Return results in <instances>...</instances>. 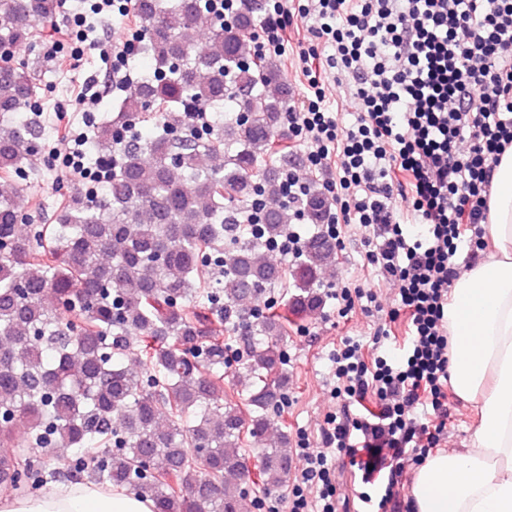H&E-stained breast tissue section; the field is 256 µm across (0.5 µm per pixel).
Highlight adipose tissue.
<instances>
[{"instance_id":"ef3b65f1","label":"adipose tissue","mask_w":512,"mask_h":512,"mask_svg":"<svg viewBox=\"0 0 512 512\" xmlns=\"http://www.w3.org/2000/svg\"><path fill=\"white\" fill-rule=\"evenodd\" d=\"M485 232L494 253L448 293L449 378L477 409L466 446L428 454L415 471V512H512V149L499 159ZM150 499L87 482L4 496L0 512H153Z\"/></svg>"}]
</instances>
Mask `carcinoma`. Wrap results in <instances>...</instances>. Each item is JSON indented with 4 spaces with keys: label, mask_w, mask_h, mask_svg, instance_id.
I'll return each instance as SVG.
<instances>
[{
    "label": "carcinoma",
    "mask_w": 512,
    "mask_h": 512,
    "mask_svg": "<svg viewBox=\"0 0 512 512\" xmlns=\"http://www.w3.org/2000/svg\"><path fill=\"white\" fill-rule=\"evenodd\" d=\"M201 0H135L140 50L149 67L112 102L117 120L92 141L108 161L118 124L154 110L152 131L129 146L104 194L77 193L58 223L22 235L25 188L0 194V487L30 489L57 477L50 449L77 448L69 477L133 491L154 512H240L237 476L247 463L243 435L261 441L268 411L288 386L279 317L246 325L255 341L236 376L249 380L253 415L224 399V340L210 317L231 323L245 297L283 279L264 248L283 238L292 210L323 222L328 200L316 186L290 205L271 170L285 136L288 87L278 62L248 52L256 18L243 0L211 23L196 50ZM59 0H0V116L31 102L36 79L13 58L36 26L54 21ZM221 118L205 130L188 113ZM29 122L0 125V175L21 170L38 149ZM336 245L320 236L290 270L303 313L318 310L315 288ZM210 265L221 287L194 275ZM139 339L138 349L131 337ZM28 423L18 441L13 425ZM294 454L285 434L265 449L258 479L288 484Z\"/></svg>",
    "instance_id": "carcinoma-1"
}]
</instances>
